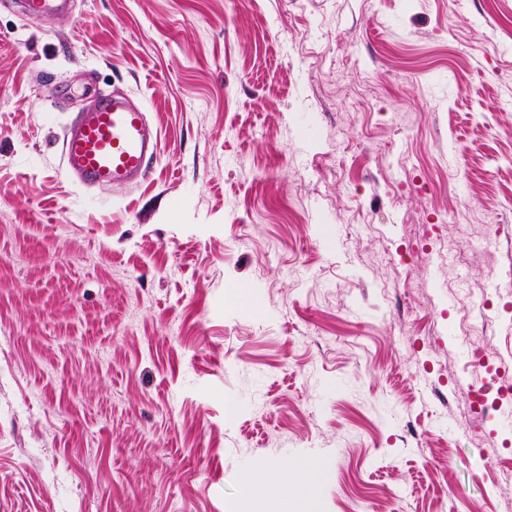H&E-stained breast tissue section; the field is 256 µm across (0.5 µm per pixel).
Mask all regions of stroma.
<instances>
[{
	"label": "stroma",
	"mask_w": 512,
	"mask_h": 512,
	"mask_svg": "<svg viewBox=\"0 0 512 512\" xmlns=\"http://www.w3.org/2000/svg\"><path fill=\"white\" fill-rule=\"evenodd\" d=\"M508 380L512 0L0 4V512H512ZM69 0H18L16 7L23 18L55 16L69 10ZM151 148L144 113L110 95L99 96L63 140L65 167L86 188L125 186L144 178Z\"/></svg>",
	"instance_id": "obj_1"
}]
</instances>
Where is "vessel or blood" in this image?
I'll list each match as a JSON object with an SVG mask.
<instances>
[{
    "label": "vessel or blood",
    "instance_id": "1",
    "mask_svg": "<svg viewBox=\"0 0 512 512\" xmlns=\"http://www.w3.org/2000/svg\"><path fill=\"white\" fill-rule=\"evenodd\" d=\"M70 0H17L21 17L66 13ZM153 146L145 115L109 95L68 129L63 140L65 167L84 187L125 186L145 177Z\"/></svg>",
    "mask_w": 512,
    "mask_h": 512
}]
</instances>
